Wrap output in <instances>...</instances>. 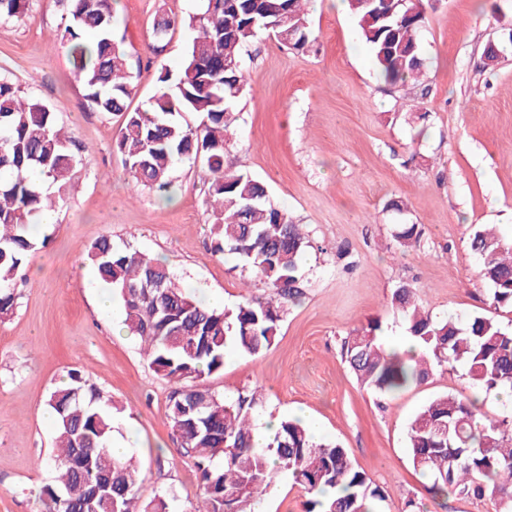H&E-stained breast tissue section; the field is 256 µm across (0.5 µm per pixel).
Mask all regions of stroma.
<instances>
[{
    "mask_svg": "<svg viewBox=\"0 0 512 512\" xmlns=\"http://www.w3.org/2000/svg\"><path fill=\"white\" fill-rule=\"evenodd\" d=\"M196 0H118L113 34L129 52L130 109L145 106L160 66L178 70L192 37L169 35L163 63L146 45L155 19L185 17ZM420 85L393 88L376 72L350 11L314 0L306 49L260 34L245 50L247 93L237 108L240 137L224 164L265 181L272 200L301 224L309 245L300 263L302 293L287 303L274 342L258 356L229 350L207 377L224 397L261 389L256 419L315 417L321 439L346 448L382 489L384 512H494L487 501L432 498L407 453L414 416L436 395H469L463 368H435L426 382L393 395L360 386L341 356L344 339L378 321L383 342L404 335L391 295L411 284L432 316L489 314L488 290L469 249L472 231L496 227L512 241V48L483 68L489 39L512 21V0H426ZM58 0H34L18 21L0 22V72L23 93L53 106L57 121L85 148L57 231L25 269L12 317L0 322V512H35L52 480L45 462L54 431L50 391L80 373L111 397L115 437L143 471L141 501L168 495L170 512H193L203 490L191 458L167 424L169 383L148 366L126 333L119 302L101 308L106 288L86 260L103 236L164 262L197 297L225 308L268 296L248 268L211 250L207 168L183 162L169 192L136 188L114 143L121 116L90 109L67 56ZM427 115L425 124L410 120ZM406 209L388 210L389 200ZM420 237L400 245L397 225ZM307 495L280 472L256 512H304Z\"/></svg>",
    "mask_w": 512,
    "mask_h": 512,
    "instance_id": "stroma-1",
    "label": "stroma"
}]
</instances>
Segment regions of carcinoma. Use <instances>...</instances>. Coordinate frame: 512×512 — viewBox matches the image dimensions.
<instances>
[{
  "label": "carcinoma",
  "mask_w": 512,
  "mask_h": 512,
  "mask_svg": "<svg viewBox=\"0 0 512 512\" xmlns=\"http://www.w3.org/2000/svg\"><path fill=\"white\" fill-rule=\"evenodd\" d=\"M33 0H0V21L21 19ZM63 39L72 74L97 112L119 114L115 150L135 186L164 193L176 166L202 158L207 166V204L213 209V252L232 255L269 290L264 301L233 310L204 306L175 282L159 260L95 241L86 259L120 300L124 329L143 343L149 367L171 383L166 419L180 452L201 473L203 496L195 512H255L254 501L277 471L314 498L305 512H382L385 495L353 463L346 449L319 443L299 419H283L272 439H254L255 391L227 399L212 392L206 377L224 367L233 346L256 356L273 342L285 305L301 293L299 266L306 247L300 225L275 206L267 186L242 170L224 167V153L237 137L236 105L246 84L241 54L259 34L270 32L292 49L314 41L305 0H198L188 19L161 16L147 45L165 55L168 33L195 31L177 75L161 69L145 108L128 110L132 93L128 53L112 35L113 0H61ZM361 39L372 51L379 78L392 86L420 82L419 35L425 0H347ZM187 112L204 120L192 125ZM84 148L57 124L53 108L26 99L0 74V322L17 308L26 284L22 269L50 234L34 227L65 200ZM54 187L43 190L41 182ZM470 249L480 259L489 305L512 310V243L478 227ZM391 304L405 316L407 336L419 352L414 364L378 336L370 323L345 338L341 354L360 384L381 395L426 381L435 367L459 364L474 388L490 393L512 387V332L487 315L465 322L438 319L420 308L414 288L399 284ZM54 454L46 461L53 482L38 495L36 512H169L165 496L136 508L143 477L135 460L112 454V400L76 374L50 392ZM408 455L435 496L488 499L498 512H512V420L483 423L471 400L452 394L433 398L408 428ZM323 488L336 495L321 499Z\"/></svg>",
  "instance_id": "obj_1"
}]
</instances>
